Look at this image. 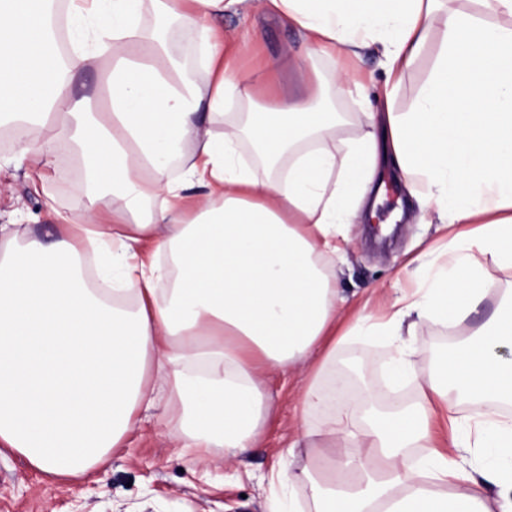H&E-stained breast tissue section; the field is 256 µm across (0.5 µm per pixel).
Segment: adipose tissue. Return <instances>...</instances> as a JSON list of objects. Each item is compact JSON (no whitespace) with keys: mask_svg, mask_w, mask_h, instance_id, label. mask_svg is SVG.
<instances>
[{"mask_svg":"<svg viewBox=\"0 0 512 512\" xmlns=\"http://www.w3.org/2000/svg\"><path fill=\"white\" fill-rule=\"evenodd\" d=\"M242 2L68 0L75 50L64 59L52 0H0V125L18 128L36 174L52 153L79 157L87 200L48 239L0 225V445L46 473L85 474L154 407L161 381L182 447L242 453L272 408L265 373L296 371L301 415L272 481L303 483L310 512H512V417L500 412L512 406V297L429 370L415 372L399 346L405 318L460 325L484 306L477 255L512 265V28L445 0H258L307 46L354 55L380 43L388 99L440 29L413 108L369 113L340 153L337 117L322 111L307 68L303 92L266 106L225 67L215 20ZM173 23L197 36L202 79L175 58ZM92 61L103 85L76 94L69 74ZM235 97L246 112L229 111ZM246 140L266 178L240 159ZM383 172L421 181L419 205L471 230L449 240L417 297L340 336L325 259L345 224L376 210ZM191 183L204 193L189 209ZM356 334L396 342L387 379H415L420 401L363 413L337 404L332 360ZM457 400L472 423L459 421ZM301 446L324 454L297 472L288 459Z\"/></svg>","mask_w":512,"mask_h":512,"instance_id":"1","label":"adipose tissue"}]
</instances>
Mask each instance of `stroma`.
<instances>
[{"label":"stroma","instance_id":"35a3bbf8","mask_svg":"<svg viewBox=\"0 0 512 512\" xmlns=\"http://www.w3.org/2000/svg\"><path fill=\"white\" fill-rule=\"evenodd\" d=\"M221 24L226 34L224 57L236 77L247 84L255 99L269 100L278 91H297V64L303 55L302 36L271 12L244 6L226 12ZM440 48L431 34L415 66L398 92L394 109L409 111L428 80ZM27 162L17 151H0V225L25 224L35 233L55 231L56 213L82 211L86 199L75 188L80 178L76 160L56 155L44 180L30 177ZM403 183L389 180L380 211L390 216L403 208L400 231L384 241L366 224L345 225L349 242L330 263L336 286L347 300V317L379 314L385 301L417 287L402 270L414 259L423 266L444 261L439 247L447 228L435 223L434 213L408 206ZM467 326L443 327L426 320L412 329L411 359L416 369H427L435 354L447 349ZM393 352L384 336H353L336 350V365L356 363L365 389L379 384L378 367ZM273 397L256 448L228 459L223 449H212L206 461L192 449L178 447L169 435L161 410L140 412L138 422L122 448L112 451L91 473L59 479L34 469L14 451L0 447V512H268L274 491L272 472L280 466L279 451L287 447L298 423V375L281 371L265 376Z\"/></svg>","mask_w":512,"mask_h":512}]
</instances>
